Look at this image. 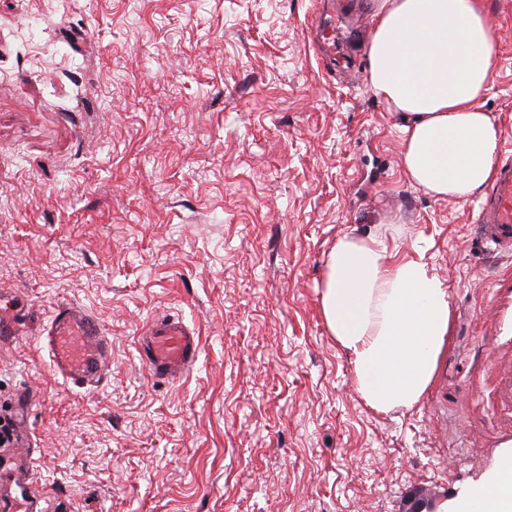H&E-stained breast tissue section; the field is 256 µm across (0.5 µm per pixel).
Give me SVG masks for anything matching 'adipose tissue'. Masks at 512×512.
Masks as SVG:
<instances>
[{"label":"adipose tissue","mask_w":512,"mask_h":512,"mask_svg":"<svg viewBox=\"0 0 512 512\" xmlns=\"http://www.w3.org/2000/svg\"><path fill=\"white\" fill-rule=\"evenodd\" d=\"M372 23L369 82L403 122L404 173L433 198L472 199L490 181L500 144L479 106L496 53L480 0H373ZM320 302L364 403L378 412L419 404L447 347L451 312L448 287L423 250L401 255L376 235L340 237ZM453 512H512V448Z\"/></svg>","instance_id":"obj_1"}]
</instances>
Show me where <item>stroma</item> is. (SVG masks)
Returning a JSON list of instances; mask_svg holds the SVG:
<instances>
[{"label": "stroma", "mask_w": 512, "mask_h": 512, "mask_svg": "<svg viewBox=\"0 0 512 512\" xmlns=\"http://www.w3.org/2000/svg\"><path fill=\"white\" fill-rule=\"evenodd\" d=\"M480 105L512 156V0ZM317 0H0V419L29 432L50 512H443L512 443V255L478 200L400 164V119L359 67L323 70ZM421 246L451 301L433 386L377 412L321 314L346 234ZM112 339L97 388L54 375L57 306ZM199 330L178 381L137 351L155 315ZM32 399L17 410L19 388Z\"/></svg>", "instance_id": "obj_1"}]
</instances>
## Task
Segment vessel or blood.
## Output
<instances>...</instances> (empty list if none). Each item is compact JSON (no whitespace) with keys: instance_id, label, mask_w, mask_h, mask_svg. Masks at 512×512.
I'll return each instance as SVG.
<instances>
[{"instance_id":"vessel-or-blood-1","label":"vessel or blood","mask_w":512,"mask_h":512,"mask_svg":"<svg viewBox=\"0 0 512 512\" xmlns=\"http://www.w3.org/2000/svg\"><path fill=\"white\" fill-rule=\"evenodd\" d=\"M476 222L490 250L512 254L511 161L498 166ZM39 341L49 354L54 373L66 382L85 388L101 381L111 338L84 310L58 307ZM137 349L154 379L176 381L197 363L201 340L198 331L182 318L160 314L141 331ZM0 512H42V499L33 489L30 460L18 450L12 452L9 466L0 469Z\"/></svg>"}]
</instances>
